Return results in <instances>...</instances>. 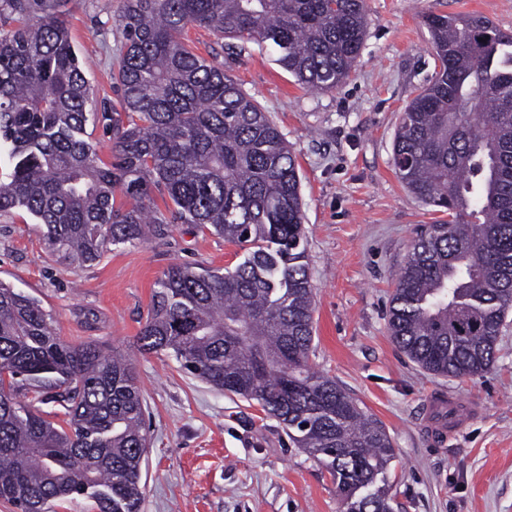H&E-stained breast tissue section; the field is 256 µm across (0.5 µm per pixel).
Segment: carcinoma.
<instances>
[{"label":"carcinoma","mask_w":512,"mask_h":512,"mask_svg":"<svg viewBox=\"0 0 512 512\" xmlns=\"http://www.w3.org/2000/svg\"><path fill=\"white\" fill-rule=\"evenodd\" d=\"M3 3L19 25L0 24V214L26 210L52 252L81 264L111 245L161 240L174 223L248 247L222 272L170 266L138 347L259 403L324 465L344 512H392L385 427L309 365L314 300L295 156L268 113L180 38L196 25L269 43L298 84L332 90L360 56L365 0H125L120 108L101 112L109 163L85 139L92 89L52 0L34 22L31 0ZM423 22L438 70L402 112L392 164L448 220L410 245L388 331L425 371L471 377L492 369L512 309V34L478 13ZM118 188L131 203L116 204ZM154 189L171 217L152 206ZM472 206L479 223L462 220ZM2 369L0 500L17 512L77 499L141 512L149 438L131 363L93 340L61 341L38 300L0 281ZM20 390L28 403L15 401Z\"/></svg>","instance_id":"obj_1"}]
</instances>
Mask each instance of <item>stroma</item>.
Here are the masks:
<instances>
[{"label": "stroma", "mask_w": 512, "mask_h": 512, "mask_svg": "<svg viewBox=\"0 0 512 512\" xmlns=\"http://www.w3.org/2000/svg\"><path fill=\"white\" fill-rule=\"evenodd\" d=\"M54 2L96 107L112 105L124 0ZM366 11L361 55L331 91L300 87L272 45L193 25L183 40L268 112L296 155L315 294L310 363L384 424L396 450L386 481L394 512H512V314L493 368L464 379L423 370L387 330L410 244L445 218L392 167L399 117L437 70L423 17L475 12L512 32V0H366ZM245 256L240 245L176 224L165 239L114 246L82 265L53 254L25 210L0 215V282L39 300L64 341L117 349L137 374L150 439L142 512H343L326 469L257 402L136 346L171 264L222 270ZM444 395L456 400L458 430L439 435L425 418Z\"/></svg>", "instance_id": "stroma-1"}]
</instances>
